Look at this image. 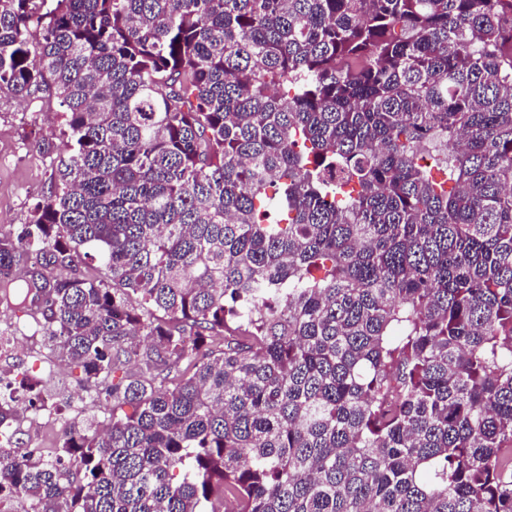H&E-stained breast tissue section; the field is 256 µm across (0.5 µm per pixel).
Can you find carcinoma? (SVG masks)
I'll use <instances>...</instances> for the list:
<instances>
[{
    "mask_svg": "<svg viewBox=\"0 0 512 512\" xmlns=\"http://www.w3.org/2000/svg\"><path fill=\"white\" fill-rule=\"evenodd\" d=\"M2 92L72 145L0 290L110 414L0 512H512V0H0Z\"/></svg>",
    "mask_w": 512,
    "mask_h": 512,
    "instance_id": "cac0c4a2",
    "label": "carcinoma"
}]
</instances>
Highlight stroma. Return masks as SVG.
Returning <instances> with one entry per match:
<instances>
[{
  "label": "stroma",
  "instance_id": "35a3bbf8",
  "mask_svg": "<svg viewBox=\"0 0 512 512\" xmlns=\"http://www.w3.org/2000/svg\"><path fill=\"white\" fill-rule=\"evenodd\" d=\"M59 106L0 98V234L18 236L31 209L48 196L56 156L66 154L67 139L60 135ZM52 139L53 153L39 145ZM14 305L0 299V329L8 328L19 339L14 352L0 354V371L20 379L40 381L43 396L55 403L62 416H73L82 405L78 373L67 365L46 367L40 339L30 337L28 328L14 326ZM84 405V404H83Z\"/></svg>",
  "mask_w": 512,
  "mask_h": 512
}]
</instances>
